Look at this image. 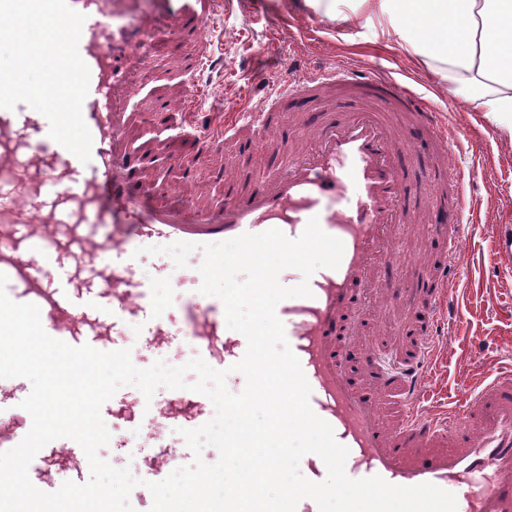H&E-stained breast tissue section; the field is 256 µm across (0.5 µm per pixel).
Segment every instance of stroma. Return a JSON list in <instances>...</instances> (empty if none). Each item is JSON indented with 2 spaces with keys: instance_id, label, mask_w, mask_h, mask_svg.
I'll list each match as a JSON object with an SVG mask.
<instances>
[{
  "instance_id": "1",
  "label": "stroma",
  "mask_w": 512,
  "mask_h": 512,
  "mask_svg": "<svg viewBox=\"0 0 512 512\" xmlns=\"http://www.w3.org/2000/svg\"><path fill=\"white\" fill-rule=\"evenodd\" d=\"M203 36L214 57L223 59L224 71H203L199 82L207 105L225 107L260 105L259 86L276 79L290 64L305 67L324 66L336 61L380 65L414 91L445 110L449 124L467 131L465 148L457 159L460 172L477 168L479 177L465 189L474 220L465 229L463 270L454 282L460 298L455 325L439 336V347L429 364L424 404L443 413L459 407L480 382L491 380L498 372L512 368V267L494 254V227L512 225V142L494 128L485 113L469 110L404 48L384 38L367 24L364 17L352 18L340 25L305 9L298 0H264L262 10L250 11L247 0H224V12L204 26ZM148 75L135 87L127 100L131 111L144 113L145 125H161L152 110L154 102L164 99L170 85L179 83L177 63L171 58L145 52ZM268 147L241 145L235 161L216 156L190 171L175 169V176L189 174L211 198L223 197L226 188L246 190L252 184L251 161L270 157ZM443 249L425 233L422 224L406 225L399 240L401 264L396 272L405 285L417 275L430 274ZM164 255L143 254L139 269L147 276L150 291L162 302L161 315L168 316L201 307L202 302L190 287L170 288L161 266ZM358 344L363 352H392L401 344L405 325L413 323L412 309H397L381 304L373 309H358ZM122 348L131 352L134 366L145 369L156 361L173 366L186 364L197 353L191 342L183 345H148L145 336L134 334L120 339ZM198 376L187 372L185 390L161 387L151 404L130 407L139 399L136 387H121L101 409L111 433L100 457L116 468H130L139 479L158 482L175 469L193 462V454L181 434L186 422L182 417L157 420L155 406L176 398L194 399L190 386ZM136 438L137 451L124 442ZM29 478L41 491L53 492L67 481L86 483L90 478L87 459L80 449L63 448L50 442L29 466Z\"/></svg>"
}]
</instances>
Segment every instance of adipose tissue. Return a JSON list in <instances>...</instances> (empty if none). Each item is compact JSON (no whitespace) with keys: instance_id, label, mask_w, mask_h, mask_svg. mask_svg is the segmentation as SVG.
Listing matches in <instances>:
<instances>
[{"instance_id":"1","label":"adipose tissue","mask_w":512,"mask_h":512,"mask_svg":"<svg viewBox=\"0 0 512 512\" xmlns=\"http://www.w3.org/2000/svg\"><path fill=\"white\" fill-rule=\"evenodd\" d=\"M331 21L366 11L450 92L512 139V0H304Z\"/></svg>"}]
</instances>
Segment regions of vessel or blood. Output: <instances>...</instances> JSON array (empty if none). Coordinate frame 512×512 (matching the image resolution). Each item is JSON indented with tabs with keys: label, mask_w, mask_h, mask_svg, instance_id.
Wrapping results in <instances>:
<instances>
[{
	"label": "vessel or blood",
	"mask_w": 512,
	"mask_h": 512,
	"mask_svg": "<svg viewBox=\"0 0 512 512\" xmlns=\"http://www.w3.org/2000/svg\"><path fill=\"white\" fill-rule=\"evenodd\" d=\"M68 0L85 15L78 52L90 73L82 116L92 136L91 159L81 162L49 135L38 111L0 109V273L8 296L40 310L44 331L72 346L100 348V336L122 335L153 305L138 275L139 249L176 239L203 244L270 229L296 239L311 218L344 245L338 268L310 277V296L280 301L276 315L311 387L313 412L333 429L349 455L350 478L382 477L399 486L432 483L454 489L458 512H512V370L480 383L447 416L422 413L432 342L458 315L448 286L460 266L467 209L464 178L455 167L463 133L442 121L430 103L379 66L342 64L288 78L261 106L217 118L202 110L191 89L159 106L167 122L192 130L207 143L274 134L289 104L338 93L321 113L309 147L280 141L271 165L250 191L227 190L200 202L192 181L166 202L143 176L129 149L143 116L127 111L131 80L146 44L162 48L156 33L172 26L199 32L223 9V0ZM411 116L406 137L395 142L386 115ZM434 147L443 165L421 151ZM429 209L428 235L446 244L432 278L407 288L395 277L400 253L394 225L412 223ZM106 224L105 238L85 233ZM396 307L421 299L405 352L366 355L359 385L350 365L357 351V304H370L377 284ZM200 357L237 363L247 349L240 332L225 333L208 312L189 315ZM32 426L0 425V447L17 446Z\"/></svg>",
	"instance_id": "vessel-or-blood-1"
}]
</instances>
